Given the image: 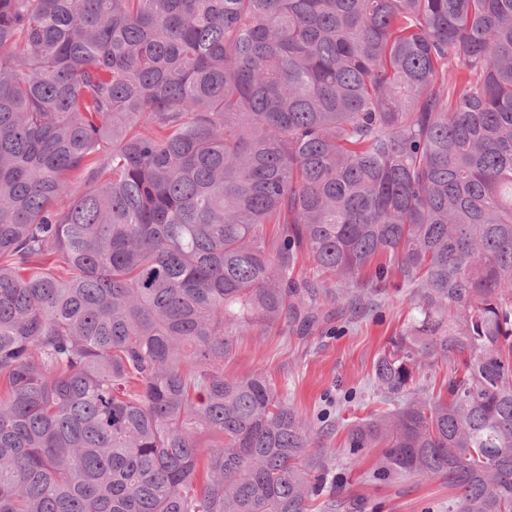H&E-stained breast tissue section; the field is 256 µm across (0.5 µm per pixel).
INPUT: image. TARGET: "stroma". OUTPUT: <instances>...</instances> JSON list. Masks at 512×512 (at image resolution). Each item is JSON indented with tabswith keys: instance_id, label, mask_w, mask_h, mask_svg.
I'll return each instance as SVG.
<instances>
[{
	"instance_id": "stroma-1",
	"label": "stroma",
	"mask_w": 512,
	"mask_h": 512,
	"mask_svg": "<svg viewBox=\"0 0 512 512\" xmlns=\"http://www.w3.org/2000/svg\"><path fill=\"white\" fill-rule=\"evenodd\" d=\"M351 289L330 285L320 288L326 317L310 331L282 322L264 334L242 337L224 373L242 377L266 373L285 388L289 400L308 416H331L336 427L325 444L336 450L340 466L339 498L361 504L362 512H448V484L441 478L403 477L373 480L379 457L370 450L349 461L343 448L351 421L368 415L370 373L390 336L409 318V290L391 291L381 300L366 301L360 311L349 304Z\"/></svg>"
}]
</instances>
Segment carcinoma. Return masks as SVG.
Here are the masks:
<instances>
[{"label": "carcinoma", "mask_w": 512, "mask_h": 512, "mask_svg": "<svg viewBox=\"0 0 512 512\" xmlns=\"http://www.w3.org/2000/svg\"><path fill=\"white\" fill-rule=\"evenodd\" d=\"M307 262L411 289L348 458L512 512V0H0V512H334L224 375Z\"/></svg>", "instance_id": "cac0c4a2"}]
</instances>
